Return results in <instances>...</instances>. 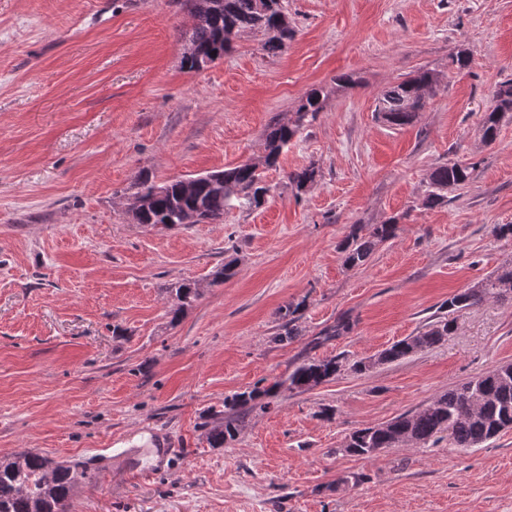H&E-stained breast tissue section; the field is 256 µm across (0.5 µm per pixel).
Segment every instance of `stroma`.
<instances>
[{"instance_id": "obj_1", "label": "stroma", "mask_w": 512, "mask_h": 512, "mask_svg": "<svg viewBox=\"0 0 512 512\" xmlns=\"http://www.w3.org/2000/svg\"><path fill=\"white\" fill-rule=\"evenodd\" d=\"M284 5L296 36L280 56L247 33L193 72L179 0H0V457L90 463L70 512H512V430L468 450L340 451L512 363V301L456 313L446 341L405 360L280 388L235 441H207L226 395L308 358L369 359L512 261L495 232L512 224V117L489 144L480 125L512 78V0ZM461 49L468 68H449ZM420 68L443 75L424 112L384 125L379 97ZM342 74L360 86L337 90ZM317 86L324 110L264 168L262 206L168 229L129 219L139 171L160 183L261 161L269 124ZM451 160L473 180L424 208L429 172ZM311 164L296 193L288 173ZM390 219L396 237L347 268L352 225ZM232 259L236 277L212 284ZM182 280L201 296L174 325ZM288 304L300 334L280 343ZM342 317L353 330L316 344ZM132 448L151 449L149 478L123 461Z\"/></svg>"}]
</instances>
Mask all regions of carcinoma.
<instances>
[{"label": "carcinoma", "instance_id": "obj_1", "mask_svg": "<svg viewBox=\"0 0 512 512\" xmlns=\"http://www.w3.org/2000/svg\"><path fill=\"white\" fill-rule=\"evenodd\" d=\"M193 24L182 32L188 46L182 66L189 71H202L224 57L233 41L245 33L264 35L263 50L276 56L295 36L282 0H206L205 7L191 13ZM441 76L432 69H422L397 81L378 99L377 118L389 127L412 124L426 106L427 92L438 86ZM321 88L309 90L296 112L287 120L269 125L264 138V164L272 167L292 139L310 125L324 108ZM512 113V78L500 82L493 93V106L482 119V137L487 143L496 139L498 126ZM475 166L450 161L432 169L428 175L422 205L434 208L448 202V191L466 186L473 180ZM316 169L309 165L288 175L296 192L305 191L315 181ZM136 195L148 200L147 208L138 216L139 224H179L182 216L195 213L204 223L224 220V212L234 208L259 207L269 192L259 164L245 162L199 177L192 189L184 180L162 184L152 181L148 172L140 171L134 183ZM397 224L353 225L341 243L344 264L349 268L364 265L374 249L395 237ZM173 301L171 322L177 323L184 310L200 296L195 281H182L169 288ZM512 299V263L505 264L480 282L461 290L448 299V313L438 316L414 336L399 340L379 353L380 363L387 364L424 352L440 344L452 334L456 319L453 314L488 300ZM300 306L291 304L279 310L282 333L277 341L292 340L299 335L295 314ZM344 358L330 356L307 359L288 376L269 387L259 385L224 397V408L211 409L209 419L214 426L208 432L211 447L222 448L235 439L243 419L251 411L270 406L268 399L287 386L291 391H309L336 377ZM512 429V364L499 365L461 387L434 398L412 414H402L374 427L353 431L341 451L351 456L370 458L400 443L427 445L448 438L455 448H476L496 436L497 429ZM93 479V473L75 464L56 462L38 453L12 458L0 457V512H65L74 489Z\"/></svg>", "mask_w": 512, "mask_h": 512}]
</instances>
